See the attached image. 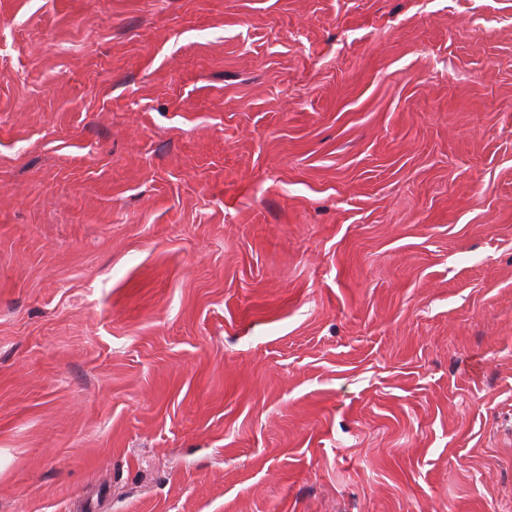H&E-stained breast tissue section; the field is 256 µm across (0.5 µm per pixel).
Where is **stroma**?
<instances>
[{
    "label": "stroma",
    "instance_id": "1",
    "mask_svg": "<svg viewBox=\"0 0 512 512\" xmlns=\"http://www.w3.org/2000/svg\"><path fill=\"white\" fill-rule=\"evenodd\" d=\"M0 512H512V0H0Z\"/></svg>",
    "mask_w": 512,
    "mask_h": 512
}]
</instances>
